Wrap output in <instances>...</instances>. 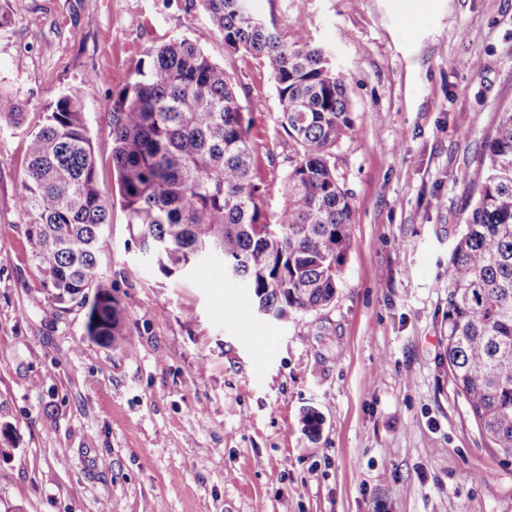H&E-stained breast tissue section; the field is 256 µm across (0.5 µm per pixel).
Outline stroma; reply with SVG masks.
Masks as SVG:
<instances>
[{"instance_id":"stroma-1","label":"stroma","mask_w":512,"mask_h":512,"mask_svg":"<svg viewBox=\"0 0 512 512\" xmlns=\"http://www.w3.org/2000/svg\"><path fill=\"white\" fill-rule=\"evenodd\" d=\"M251 6L345 77L354 130L331 162L354 216L336 297L282 323L217 263L165 277L116 208L99 273L126 311L104 344L86 309L49 305L18 207L47 106L81 94L116 195L113 94L149 49L206 31L243 103H262L270 210L297 151L273 79L227 51L203 0H0V105L25 114L0 126V512H512V458L487 446L445 355L468 171L512 103V0Z\"/></svg>"}]
</instances>
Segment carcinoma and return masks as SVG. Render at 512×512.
<instances>
[{"instance_id":"carcinoma-1","label":"carcinoma","mask_w":512,"mask_h":512,"mask_svg":"<svg viewBox=\"0 0 512 512\" xmlns=\"http://www.w3.org/2000/svg\"><path fill=\"white\" fill-rule=\"evenodd\" d=\"M231 53L259 60L300 148L270 211L252 175L251 121L231 77L204 51L208 35L146 53L112 97L107 126L120 205L139 249L166 276L202 248L230 264L259 311L285 322L329 305L344 272L353 204L330 158L353 130L344 77L328 52L288 39L249 0H206ZM18 206L55 305L88 308L86 335H121L124 306L98 274L112 201L102 194L79 93L60 96L28 132ZM477 194L448 261L446 356L458 395L487 445L512 458V106L482 143Z\"/></svg>"}]
</instances>
